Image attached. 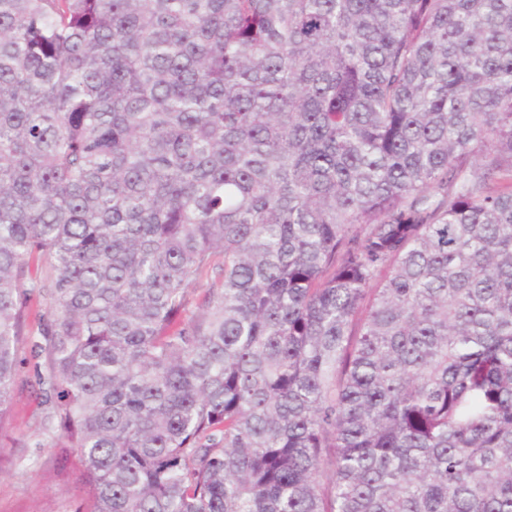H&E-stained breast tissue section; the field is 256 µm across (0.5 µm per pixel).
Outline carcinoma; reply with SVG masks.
<instances>
[{
  "instance_id": "1",
  "label": "carcinoma",
  "mask_w": 512,
  "mask_h": 512,
  "mask_svg": "<svg viewBox=\"0 0 512 512\" xmlns=\"http://www.w3.org/2000/svg\"><path fill=\"white\" fill-rule=\"evenodd\" d=\"M27 347L78 512H512V0H0Z\"/></svg>"
}]
</instances>
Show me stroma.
<instances>
[{
	"label": "stroma",
	"mask_w": 512,
	"mask_h": 512,
	"mask_svg": "<svg viewBox=\"0 0 512 512\" xmlns=\"http://www.w3.org/2000/svg\"><path fill=\"white\" fill-rule=\"evenodd\" d=\"M42 412L33 371L21 367L0 427V512H77L82 503L80 466L40 438Z\"/></svg>",
	"instance_id": "1"
}]
</instances>
